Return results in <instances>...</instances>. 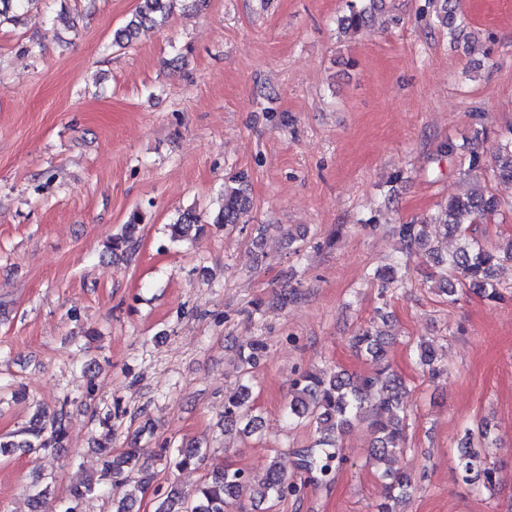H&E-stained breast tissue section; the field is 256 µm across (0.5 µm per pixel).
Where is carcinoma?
<instances>
[{
    "label": "carcinoma",
    "mask_w": 512,
    "mask_h": 512,
    "mask_svg": "<svg viewBox=\"0 0 512 512\" xmlns=\"http://www.w3.org/2000/svg\"><path fill=\"white\" fill-rule=\"evenodd\" d=\"M195 0H143V5L126 26L117 31L112 45L124 47L136 38L140 29L155 22L156 17L173 12L176 5ZM370 2V6L363 2ZM41 0H0V23L12 21L10 12L14 8H30ZM438 26L448 30L456 38L464 35L465 19L459 8V0H428ZM375 0H347V12L339 19L342 32H360L369 22ZM463 175L478 180L486 171L504 182H512V127L499 134L491 158H486L479 147H472L460 154ZM249 174L240 170L224 178L223 204L211 223L220 228H233L242 223L250 209L248 196ZM498 207L497 198L479 186L464 197H455L439 205L434 218L418 224H400L395 234L405 256L426 251V228L433 224L445 236H457L461 244L447 256L430 253L434 266L442 271L440 288L448 296V303L456 302L457 289L465 288L489 302H498L505 294L512 295L495 281L494 272L501 261L512 263V247L504 252L486 245L477 235L475 224L487 212ZM143 213L135 209L126 221L124 232L112 239L108 250L130 254L135 251L138 240L136 231L143 223ZM202 229L201 215L193 208L178 212L169 225L170 240L182 241L192 231ZM382 283L381 293L391 285L403 282L402 263L396 262L369 276ZM388 340L386 331L375 326L359 329L349 338L351 346L371 362L377 369L370 376H353L344 371L327 375L322 371L307 370L299 374L293 383L291 398L285 406V418L290 424L309 421L316 425L317 438L304 448H293L290 454L297 473L305 481L327 485L336 479V474L345 461L341 438L355 422H366L374 434L370 456L388 462L403 451L406 433V414L403 394L405 380L392 370L385 360ZM265 350V344L256 340L243 346L239 353L241 364L246 367L244 376L251 379L249 369L254 367ZM417 358L422 369L437 377L442 369L438 366L432 345L420 343L416 346ZM252 396L250 384L242 383L237 391L224 398V436L248 437L260 429L258 417L252 414L249 400ZM66 405L52 413L39 410L29 424L9 437H0V454L6 455L16 449L36 453L49 448H63L67 440ZM105 456L103 472L99 478L88 479L74 486L65 498L54 496L55 479L43 478L31 495L32 512H43L51 505L50 512H80L86 496L100 487L108 488L112 505L111 512H132L135 490H147L153 480L149 468L140 464L137 449L128 448L121 454L112 455V449L102 448ZM204 459L200 448L182 446L170 448L163 445L159 460L179 469L196 467ZM458 478L465 484H475L491 491L496 487L495 470L490 467L486 455L474 448L471 437L461 444L456 462ZM384 496L376 505L377 512H396L399 501L414 487L411 476L381 473ZM304 485L288 479L278 464L273 463L260 480L243 469L221 470L206 479L188 494L176 485L157 494L154 512H232V506L244 497L252 503L274 502L286 495L299 496Z\"/></svg>",
    "instance_id": "carcinoma-1"
}]
</instances>
